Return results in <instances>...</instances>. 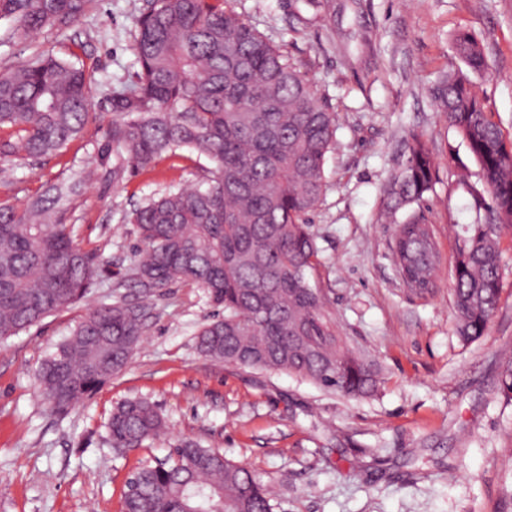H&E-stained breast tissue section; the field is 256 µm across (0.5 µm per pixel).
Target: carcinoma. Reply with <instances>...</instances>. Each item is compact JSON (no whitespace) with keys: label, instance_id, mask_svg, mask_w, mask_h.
Returning a JSON list of instances; mask_svg holds the SVG:
<instances>
[{"label":"carcinoma","instance_id":"cac0c4a2","mask_svg":"<svg viewBox=\"0 0 512 512\" xmlns=\"http://www.w3.org/2000/svg\"><path fill=\"white\" fill-rule=\"evenodd\" d=\"M90 0H0L7 41L63 32ZM138 70L112 92V180L127 166L143 171L186 149L208 159L203 185H172L143 200L127 220L138 227L141 256L134 287L151 293L195 285L224 314L199 331L198 352L226 364L282 372L349 399L376 395L379 369L338 335L328 300L311 282L317 247L308 215L326 184V155L336 143V113L287 53L224 0H147L134 17ZM456 54L473 73L486 68L477 37L455 35ZM92 72L49 51L0 72V170L15 160L63 152L92 118ZM441 94L448 122L482 172L483 189L466 185L477 208L512 224V147L472 90L467 74H448ZM88 174L72 171L23 206L0 203V341L81 300L104 264L78 247L66 223ZM433 164L413 136L394 178L388 213L421 206L433 190ZM396 265L412 288L433 287L441 264L424 217L396 227ZM457 334H485L500 297L501 253L486 224H462L453 265ZM144 330L141 309L124 302L89 311L38 370L41 395L63 411L100 388L132 360ZM512 400V358L498 366ZM165 419L146 399L119 403L107 422L117 452L160 437ZM121 512H273L267 489L243 464L192 441L131 474Z\"/></svg>","mask_w":512,"mask_h":512}]
</instances>
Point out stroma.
Here are the masks:
<instances>
[{
  "label": "stroma",
  "instance_id": "obj_1",
  "mask_svg": "<svg viewBox=\"0 0 512 512\" xmlns=\"http://www.w3.org/2000/svg\"><path fill=\"white\" fill-rule=\"evenodd\" d=\"M229 4L285 49L337 116L326 188L311 215L313 279L338 334L380 365L382 391L349 400L292 375L201 356L196 337L215 311L203 289L176 283L146 297L128 284L140 238L127 214L202 172L172 157L113 181L102 153L110 96L134 81L132 20L145 0H94L64 34L0 44V70L49 49L93 71L97 114L61 154L0 173V203L24 204L71 166L92 170L70 218L80 246L112 263L80 302L0 342V512H121L128 476L186 438L252 468L273 512H512V402L497 382L500 360L512 356V227L498 234V310L484 336L462 342L452 304L456 231L488 223L489 212L466 190L479 185V167L438 100L442 80L462 66L455 34L474 33L488 63L475 89L512 143V0H336L330 13L313 0ZM416 135L434 161L421 211L443 257L436 291L425 297L403 284L391 255L395 225L385 217ZM116 301L147 311L133 361L95 395L51 410L36 384L41 363L89 309ZM137 397L159 406L167 436L115 452L105 423L113 406Z\"/></svg>",
  "mask_w": 512,
  "mask_h": 512
}]
</instances>
